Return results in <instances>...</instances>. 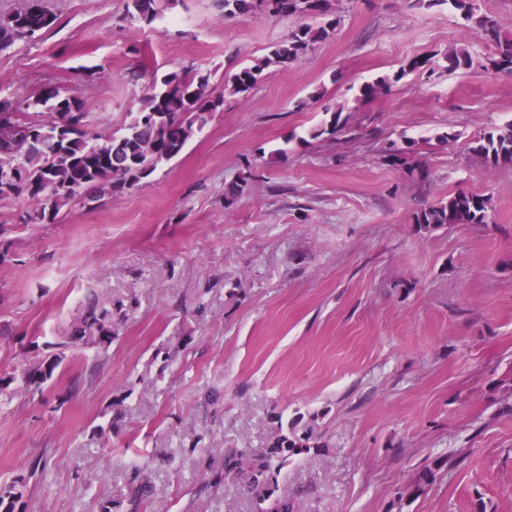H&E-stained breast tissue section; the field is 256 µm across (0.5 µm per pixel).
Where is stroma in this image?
I'll return each mask as SVG.
<instances>
[{
    "mask_svg": "<svg viewBox=\"0 0 512 512\" xmlns=\"http://www.w3.org/2000/svg\"><path fill=\"white\" fill-rule=\"evenodd\" d=\"M126 2L44 0L58 20L0 52V98L75 88L113 130L190 66L224 106L149 178L56 223L0 201V373L29 352L63 358L44 403L0 404V483L40 460L23 512H128L124 464L140 457L154 465L138 512H252L243 478L204 488L181 451L199 444L220 473L225 453L262 454L293 422L323 443L270 486L300 512H512V166L468 148L512 120V73L480 66L485 47L447 6L330 0L333 36L229 97L296 18L176 0L147 26ZM456 46L472 66L448 69ZM339 105L343 129L312 137ZM458 192L491 197L488 223L418 229ZM91 290L118 320L102 361L64 342Z\"/></svg>",
    "mask_w": 512,
    "mask_h": 512,
    "instance_id": "obj_1",
    "label": "stroma"
}]
</instances>
